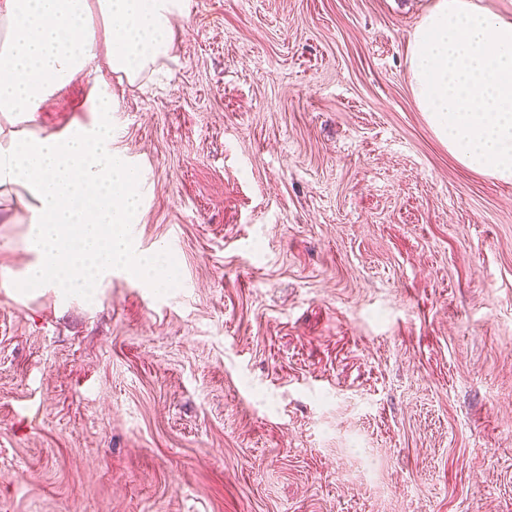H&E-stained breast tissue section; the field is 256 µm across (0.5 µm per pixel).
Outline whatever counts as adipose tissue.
<instances>
[{"mask_svg":"<svg viewBox=\"0 0 512 512\" xmlns=\"http://www.w3.org/2000/svg\"><path fill=\"white\" fill-rule=\"evenodd\" d=\"M184 14L185 0H0V189L33 201L25 220V284L67 298L120 268L149 286H169L170 264L136 253L128 236L145 183L112 146V96L90 95L91 119L57 132L44 128L39 114L98 60L138 79L169 54ZM96 18L106 42L92 27Z\"/></svg>","mask_w":512,"mask_h":512,"instance_id":"ef3b65f1","label":"adipose tissue"}]
</instances>
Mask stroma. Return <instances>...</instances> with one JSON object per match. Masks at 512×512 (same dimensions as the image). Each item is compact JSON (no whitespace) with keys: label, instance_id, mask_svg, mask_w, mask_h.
Returning <instances> with one entry per match:
<instances>
[{"label":"stroma","instance_id":"stroma-1","mask_svg":"<svg viewBox=\"0 0 512 512\" xmlns=\"http://www.w3.org/2000/svg\"><path fill=\"white\" fill-rule=\"evenodd\" d=\"M435 0H189L114 96L169 288H12L0 192V512H512V184L417 107Z\"/></svg>","mask_w":512,"mask_h":512}]
</instances>
